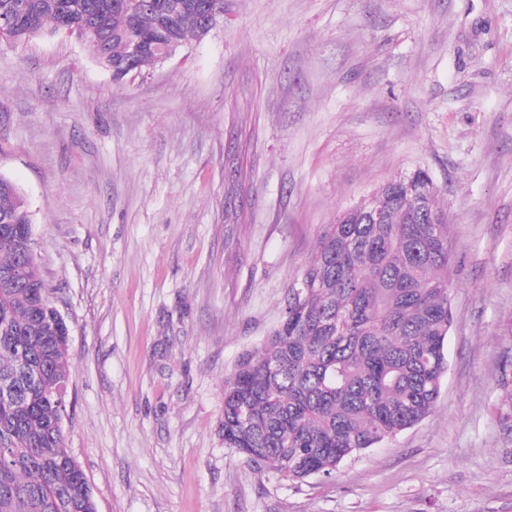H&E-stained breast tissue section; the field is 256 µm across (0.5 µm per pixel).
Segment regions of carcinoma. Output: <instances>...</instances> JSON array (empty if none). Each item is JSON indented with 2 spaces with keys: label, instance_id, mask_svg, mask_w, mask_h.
Here are the masks:
<instances>
[{
  "label": "carcinoma",
  "instance_id": "1",
  "mask_svg": "<svg viewBox=\"0 0 512 512\" xmlns=\"http://www.w3.org/2000/svg\"><path fill=\"white\" fill-rule=\"evenodd\" d=\"M8 43L77 37L112 70L128 43L201 38L199 4L224 0H23ZM387 222L345 211L288 288L282 320L224 379V446L292 480L422 421L448 371V228L430 174L376 190ZM32 214L0 174V512H97L59 423L70 382L69 328L24 240Z\"/></svg>",
  "mask_w": 512,
  "mask_h": 512
}]
</instances>
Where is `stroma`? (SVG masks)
I'll return each mask as SVG.
<instances>
[{
    "label": "stroma",
    "mask_w": 512,
    "mask_h": 512,
    "mask_svg": "<svg viewBox=\"0 0 512 512\" xmlns=\"http://www.w3.org/2000/svg\"><path fill=\"white\" fill-rule=\"evenodd\" d=\"M427 169L448 222V372L329 477L218 433L338 212ZM0 174L70 328L65 446L98 512H512V0H224L116 82L84 42L0 44Z\"/></svg>",
    "instance_id": "1"
}]
</instances>
